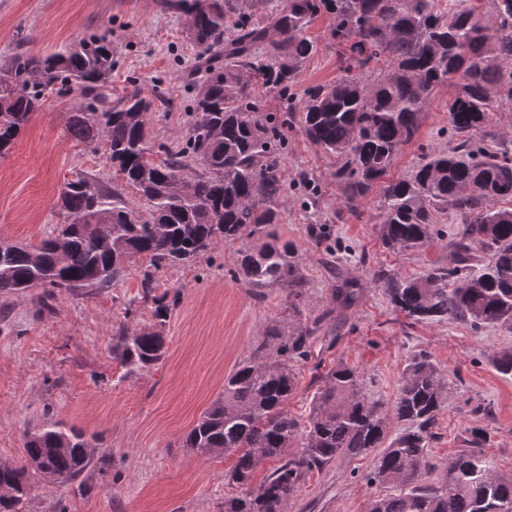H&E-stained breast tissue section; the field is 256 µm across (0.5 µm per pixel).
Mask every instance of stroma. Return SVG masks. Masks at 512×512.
<instances>
[{"mask_svg": "<svg viewBox=\"0 0 512 512\" xmlns=\"http://www.w3.org/2000/svg\"><path fill=\"white\" fill-rule=\"evenodd\" d=\"M332 20L321 14L307 28L314 54L298 72L287 95L256 86L262 112L301 108L308 88L335 82L340 58L331 37ZM92 35L112 42V91L159 88L168 104L152 113L155 141L173 143L192 120L196 82L206 61L186 36L183 14L162 0H0V66L17 47L51 54ZM454 84L441 86L422 117L419 145L404 147L392 178L411 175L421 147L452 148L448 124ZM68 105L48 97L0 157V238L36 245L64 222L57 200L75 174L106 172L100 147L67 133ZM287 200L277 226L281 240L301 257L305 305L301 319L316 331L306 360L295 366L296 388L287 409L304 419L332 365L346 361L360 372L368 395L391 401L401 373L418 353L430 355L452 395L441 411L429 446L442 461L465 446L470 429L484 427V451L498 472L512 476V378L497 373L490 356L512 348V327L472 329L468 323H411L395 311L372 273L385 269L405 277L447 262L462 219L443 215L441 234L420 251L387 249L376 222L378 195L358 213L337 200L336 159L311 143L299 126L285 130ZM325 233L322 244L311 225ZM237 248L214 243L195 263L154 274L157 293L177 294L163 329L164 359L144 371H129L112 356L120 330L152 326L153 305L143 298L145 261L126 275L92 290L30 288L0 296V463H14L23 437L45 421H58L95 437L94 462L72 483L31 476L24 512H224V499L240 494L224 475L232 457L199 455L183 441L224 391V378L250 358L265 330L288 322L287 289H266L256 298L231 278ZM354 280L358 298L338 307L340 280ZM376 456H340L311 471L290 496L286 512H369L390 486L370 480Z\"/></svg>", "mask_w": 512, "mask_h": 512, "instance_id": "35a3bbf8", "label": "stroma"}]
</instances>
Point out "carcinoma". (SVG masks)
I'll list each match as a JSON object with an SVG mask.
<instances>
[{"instance_id": "carcinoma-1", "label": "carcinoma", "mask_w": 512, "mask_h": 512, "mask_svg": "<svg viewBox=\"0 0 512 512\" xmlns=\"http://www.w3.org/2000/svg\"><path fill=\"white\" fill-rule=\"evenodd\" d=\"M253 2L163 0L187 17V36L202 54L213 53L193 120L174 148L150 136L149 114L163 102L161 93L112 96V42L104 36L50 55L21 50L0 67V156L43 108L46 93L60 98L78 88L88 102L71 106L69 135L88 144L102 139L109 166L147 204L141 210L121 188L76 175L60 194L66 218L60 231L36 247L0 241V295L37 286L67 291L86 282L101 288L123 277L132 258L148 259L142 288L156 322L120 332L112 348L122 363L146 369L166 353L171 307L168 294H153V271L195 261L216 239L239 243L233 278L256 296L271 286L288 289L295 318L265 331L256 354L224 379V394L186 437L185 447L196 453L222 448L235 457L225 479L243 491L224 499V512H282L308 472L375 449L370 479L408 490L375 500L370 512H512V478L483 452L487 430L472 429L468 448L442 466L429 463L427 448L450 391L425 353L410 359L388 404L371 399L357 368L340 361L323 373L306 420L288 413L294 365L308 357L314 329L296 320L301 263L276 229L288 191L283 127L294 123L336 156L342 205L355 212L378 191L379 233L388 249L420 250L439 235L442 215L465 217L450 263L412 278L373 272L395 310L414 323L511 325L512 208L497 202L512 201V141L488 131L495 145L485 146L473 136L486 128L494 104L512 103V0H491L486 16L469 0L453 9L440 0H286L262 21L254 18ZM322 13L332 17L342 74L311 88L300 111L263 116L254 82L288 93L314 53L306 28ZM453 79L459 92L448 101V124L458 143L450 151L423 149L409 177L390 178L398 155L420 136L429 97ZM155 151L165 155L159 164L150 160ZM477 249L488 258H476ZM491 365L512 377V349L493 353ZM23 448L22 465L0 464V490L9 500L4 512H23L31 473L74 482L94 456L83 431L58 422L28 433ZM267 459L280 464L252 485ZM437 467L443 485L421 484Z\"/></svg>"}]
</instances>
